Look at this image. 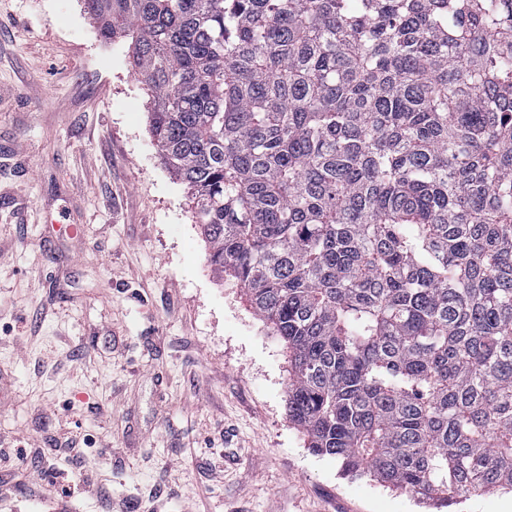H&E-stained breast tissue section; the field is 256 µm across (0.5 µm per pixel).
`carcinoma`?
Listing matches in <instances>:
<instances>
[{"instance_id":"obj_1","label":"carcinoma","mask_w":512,"mask_h":512,"mask_svg":"<svg viewBox=\"0 0 512 512\" xmlns=\"http://www.w3.org/2000/svg\"><path fill=\"white\" fill-rule=\"evenodd\" d=\"M318 456L512 493V0H83Z\"/></svg>"}]
</instances>
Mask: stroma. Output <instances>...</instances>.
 <instances>
[{
	"label": "stroma",
	"mask_w": 512,
	"mask_h": 512,
	"mask_svg": "<svg viewBox=\"0 0 512 512\" xmlns=\"http://www.w3.org/2000/svg\"><path fill=\"white\" fill-rule=\"evenodd\" d=\"M151 108L82 0H0V512H426L289 422Z\"/></svg>",
	"instance_id": "stroma-1"
}]
</instances>
